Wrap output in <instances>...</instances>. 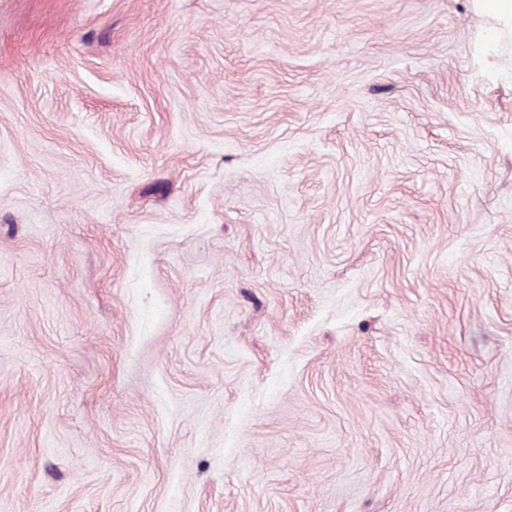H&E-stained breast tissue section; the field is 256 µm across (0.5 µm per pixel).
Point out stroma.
<instances>
[{"mask_svg": "<svg viewBox=\"0 0 512 512\" xmlns=\"http://www.w3.org/2000/svg\"><path fill=\"white\" fill-rule=\"evenodd\" d=\"M492 24L0 0V512H512Z\"/></svg>", "mask_w": 512, "mask_h": 512, "instance_id": "stroma-1", "label": "stroma"}]
</instances>
